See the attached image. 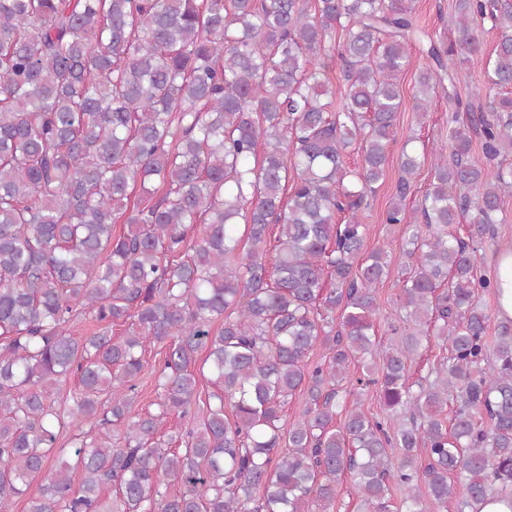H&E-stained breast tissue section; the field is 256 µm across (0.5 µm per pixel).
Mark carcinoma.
Returning a JSON list of instances; mask_svg holds the SVG:
<instances>
[{"instance_id":"carcinoma-1","label":"carcinoma","mask_w":512,"mask_h":512,"mask_svg":"<svg viewBox=\"0 0 512 512\" xmlns=\"http://www.w3.org/2000/svg\"><path fill=\"white\" fill-rule=\"evenodd\" d=\"M415 3L0 0V502L332 512L347 473L366 512H391L394 490L396 512L456 497L466 512L512 494V320L487 336L479 291L500 284L477 258L512 195V168L469 161L474 135L490 161L512 153V97L500 94L512 85V0H455L448 42L423 49L412 111L425 118L438 88L455 108L432 152L420 224L407 223L404 200L421 154L403 149L384 223L406 225L416 257L399 294L415 330L378 351L375 289L390 259L365 248L359 212L389 163L400 76L423 41ZM475 20L499 35L488 56ZM338 29L343 39L327 45ZM332 54L348 84L337 110ZM474 60L484 85L473 98L490 99L486 108L459 98L448 67ZM355 143L361 165L351 169L344 153ZM470 212L473 246L445 233ZM80 318L104 327L77 337ZM430 334L450 356L423 386L410 370ZM318 343L329 360L311 363ZM155 345L156 412L133 415ZM202 348L215 402L184 447L163 451L161 426L197 402ZM358 355L369 362L356 385L403 414L398 428L346 408L341 383ZM297 394L305 409L287 424ZM66 426L73 461L54 451ZM454 473L466 483L448 481Z\"/></svg>"}]
</instances>
